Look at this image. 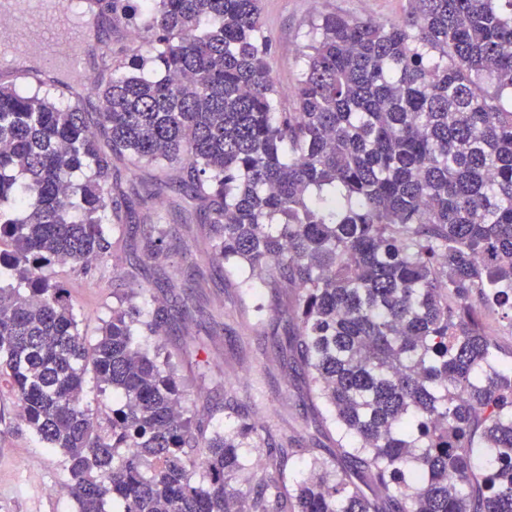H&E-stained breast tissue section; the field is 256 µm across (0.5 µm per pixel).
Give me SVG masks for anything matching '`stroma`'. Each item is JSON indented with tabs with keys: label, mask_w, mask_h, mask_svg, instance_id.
<instances>
[{
	"label": "stroma",
	"mask_w": 512,
	"mask_h": 512,
	"mask_svg": "<svg viewBox=\"0 0 512 512\" xmlns=\"http://www.w3.org/2000/svg\"><path fill=\"white\" fill-rule=\"evenodd\" d=\"M262 16L270 47V73L281 105L296 83L299 54L309 23L336 12L357 19L399 20L409 11V0H262ZM112 176L126 192L132 221L124 236L123 262L104 257L87 272L65 267L54 277L66 285L80 317L86 342H95L103 320L112 313V281L127 277L139 288V308L167 307L170 329L162 337L147 336L143 345H164L178 365V375L191 412L208 417L212 428L235 425L224 414L225 404L239 406L261 433L291 437L303 447L325 444L322 426L309 406L306 374L283 360L271 348L267 335L285 328L286 308L295 289L287 292L262 287L260 281L230 287L228 275L212 267L205 255L206 233L183 199L177 173L161 195L145 199L143 186L152 179L148 169L113 161ZM168 224L163 255L143 259L131 267L127 257L138 250L153 223ZM265 305V321L252 312L251 292ZM65 456L50 447L18 417L10 394L0 395V512H77L70 495L51 493L52 485L66 482Z\"/></svg>",
	"instance_id": "obj_1"
}]
</instances>
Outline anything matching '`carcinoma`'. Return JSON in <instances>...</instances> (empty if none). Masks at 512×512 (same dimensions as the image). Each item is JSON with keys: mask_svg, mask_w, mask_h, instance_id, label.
<instances>
[{"mask_svg": "<svg viewBox=\"0 0 512 512\" xmlns=\"http://www.w3.org/2000/svg\"><path fill=\"white\" fill-rule=\"evenodd\" d=\"M111 2L148 50L95 87V124L0 83V381L67 457L78 512H512V360L487 334L512 329V0L319 16L290 112L261 0ZM121 159L157 172L151 196L179 172L212 264L298 290L273 344L308 372L324 453L184 416L175 363L136 342L163 310L121 278L85 343L52 270L122 238ZM166 237L151 225L143 254ZM89 369L123 399L104 426Z\"/></svg>", "mask_w": 512, "mask_h": 512, "instance_id": "1", "label": "carcinoma"}]
</instances>
